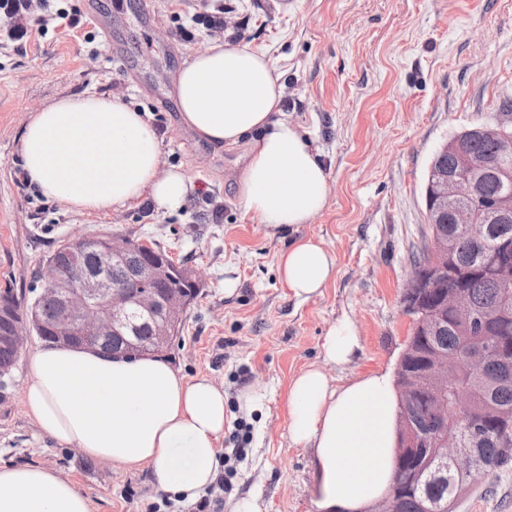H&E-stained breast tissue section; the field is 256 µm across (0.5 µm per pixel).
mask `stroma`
<instances>
[{"label":"stroma","instance_id":"stroma-1","mask_svg":"<svg viewBox=\"0 0 512 512\" xmlns=\"http://www.w3.org/2000/svg\"><path fill=\"white\" fill-rule=\"evenodd\" d=\"M21 41L0 14V288L27 292L43 260L75 235L120 234L158 244L199 273V292L162 359L179 376L224 389L231 419L251 426L231 493L212 486L221 512L248 500L258 512H316L310 454L288 435V388L321 363L336 321L361 349L327 367L332 384L396 368L412 320L401 296L427 228L423 187L450 136L512 102V0H35ZM222 14L220 29L208 16ZM264 52L283 75V110L320 150L330 197L299 236L333 252L322 295L292 297L277 258L288 237L269 235L237 203L243 150L183 125L172 78L214 35ZM84 92L117 95L149 113L162 167L195 189L185 206L149 204L109 215L45 198L22 178L20 137L32 112ZM223 216L214 219V206ZM26 359L0 400V463L56 470L95 512H195L158 491L150 468L126 469L58 446L28 416ZM260 395L245 415L242 393ZM456 512H512V473L493 494L467 492Z\"/></svg>","mask_w":512,"mask_h":512}]
</instances>
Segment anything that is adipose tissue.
I'll use <instances>...</instances> for the list:
<instances>
[{"mask_svg":"<svg viewBox=\"0 0 512 512\" xmlns=\"http://www.w3.org/2000/svg\"><path fill=\"white\" fill-rule=\"evenodd\" d=\"M282 75L262 52L214 40L175 79L183 124L223 146L244 145L238 202L268 234L291 232L278 273L306 301L333 278L336 259L297 237L329 201L318 150L281 114ZM27 183L69 208L109 214L148 201L182 208L193 187L178 168L161 167L150 117L120 97L68 95L34 113L20 142ZM361 348L355 327L339 320L322 344V365L288 390V433L310 450L317 512H365L396 471L398 392L389 372L331 385L326 366H344ZM23 402L59 446L113 465L152 470L158 490L195 501L215 481L228 422L224 391L207 377L188 381L157 359L111 357L53 346L28 360ZM0 512H92L89 499L56 471L0 466Z\"/></svg>","mask_w":512,"mask_h":512,"instance_id":"adipose-tissue-1","label":"adipose tissue"}]
</instances>
